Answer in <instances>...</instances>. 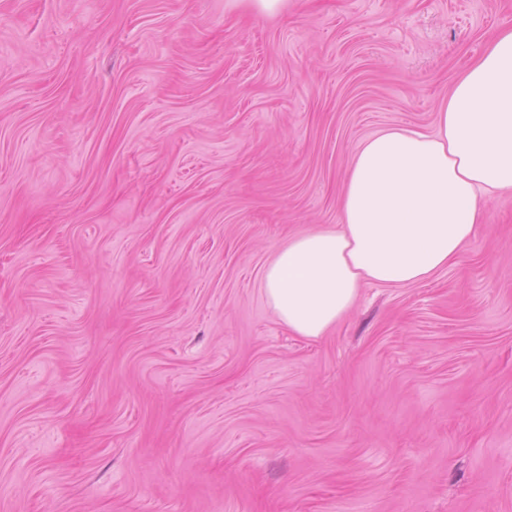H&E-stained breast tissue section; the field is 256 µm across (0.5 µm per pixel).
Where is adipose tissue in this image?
I'll return each mask as SVG.
<instances>
[{
  "label": "adipose tissue",
  "instance_id": "1",
  "mask_svg": "<svg viewBox=\"0 0 512 512\" xmlns=\"http://www.w3.org/2000/svg\"><path fill=\"white\" fill-rule=\"evenodd\" d=\"M512 191V27H501L440 100L434 129L396 126L360 142L340 225L292 237L266 264L277 320L316 340L371 282L405 287L448 267L485 222L484 196Z\"/></svg>",
  "mask_w": 512,
  "mask_h": 512
}]
</instances>
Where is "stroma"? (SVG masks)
I'll list each match as a JSON object with an SVG mask.
<instances>
[{"label":"stroma","instance_id":"1","mask_svg":"<svg viewBox=\"0 0 512 512\" xmlns=\"http://www.w3.org/2000/svg\"><path fill=\"white\" fill-rule=\"evenodd\" d=\"M512 0H0V512H512V193L317 340L267 306L359 143Z\"/></svg>","mask_w":512,"mask_h":512}]
</instances>
